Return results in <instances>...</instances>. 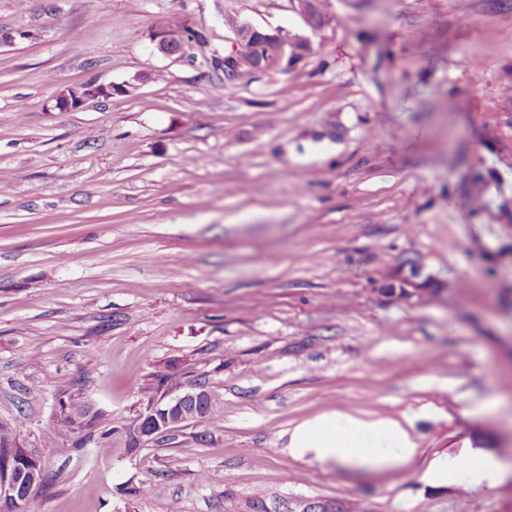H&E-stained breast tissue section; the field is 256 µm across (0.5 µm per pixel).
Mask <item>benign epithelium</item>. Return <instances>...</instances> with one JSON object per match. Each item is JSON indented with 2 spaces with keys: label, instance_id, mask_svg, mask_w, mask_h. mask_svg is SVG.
Wrapping results in <instances>:
<instances>
[{
  "label": "benign epithelium",
  "instance_id": "obj_1",
  "mask_svg": "<svg viewBox=\"0 0 512 512\" xmlns=\"http://www.w3.org/2000/svg\"><path fill=\"white\" fill-rule=\"evenodd\" d=\"M236 35L240 49L224 55V74L229 77L237 74L235 61L241 55V52L255 48L260 31L244 24L236 29ZM156 39H158V48L167 53L177 52L186 45L182 33L167 28L159 29L156 33ZM111 94L112 87L95 82L78 88H67L58 95L55 108L64 112L88 100L100 96L107 97ZM390 284H392V287L402 290L408 296L426 288L438 287V284L430 276L424 274L423 268L419 265L400 269L390 280ZM209 394L210 390L207 386L197 384L190 390L165 402L158 401L141 414L138 420L140 439L144 442L171 439L174 435V431H172L174 422L171 420V413L177 410L180 411L178 423H189L196 412V407L204 404ZM267 512H344V505L334 500L292 497L280 503L279 508L269 509Z\"/></svg>",
  "mask_w": 512,
  "mask_h": 512
}]
</instances>
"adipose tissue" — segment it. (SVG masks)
Instances as JSON below:
<instances>
[{
	"instance_id": "1",
	"label": "adipose tissue",
	"mask_w": 512,
	"mask_h": 512,
	"mask_svg": "<svg viewBox=\"0 0 512 512\" xmlns=\"http://www.w3.org/2000/svg\"><path fill=\"white\" fill-rule=\"evenodd\" d=\"M289 451L322 462L361 470H393L412 462L419 443L409 427L388 416H360L332 411L298 423L290 433ZM494 455L474 452L431 465L422 475L428 483L460 477L475 489L494 486L504 475Z\"/></svg>"
}]
</instances>
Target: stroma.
<instances>
[{"instance_id":"1","label":"stroma","mask_w":512,"mask_h":512,"mask_svg":"<svg viewBox=\"0 0 512 512\" xmlns=\"http://www.w3.org/2000/svg\"><path fill=\"white\" fill-rule=\"evenodd\" d=\"M318 8L0 0V424L49 474L41 512H512L511 474L422 479L471 448L512 461V0ZM163 23L205 38L162 52ZM243 23L299 47L227 82ZM91 81L117 91L56 109ZM410 263L443 292L386 293ZM199 382L218 425L129 450L148 403ZM74 394L111 451L47 440ZM330 411L408 421L418 458L292 455ZM281 507V508H280ZM277 509L271 510L267 506V512H343L344 505L338 501L319 499V498H306V497H292L288 501L280 503L276 506Z\"/></svg>"}]
</instances>
